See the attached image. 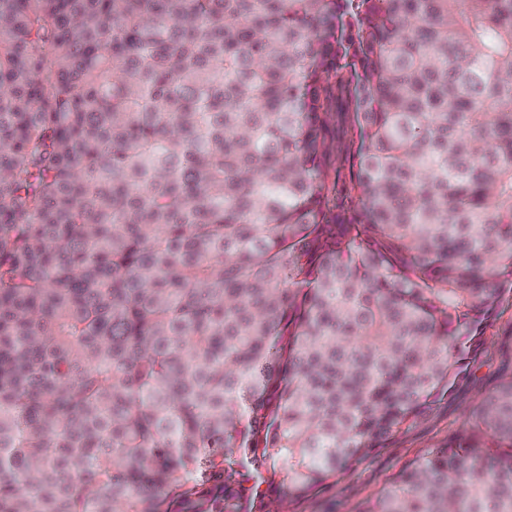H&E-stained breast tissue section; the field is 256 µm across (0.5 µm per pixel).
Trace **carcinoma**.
Returning <instances> with one entry per match:
<instances>
[{"label":"carcinoma","mask_w":512,"mask_h":512,"mask_svg":"<svg viewBox=\"0 0 512 512\" xmlns=\"http://www.w3.org/2000/svg\"><path fill=\"white\" fill-rule=\"evenodd\" d=\"M512 296V0H0V512H285ZM360 512H512V372Z\"/></svg>","instance_id":"carcinoma-1"}]
</instances>
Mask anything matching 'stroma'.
Returning a JSON list of instances; mask_svg holds the SVG:
<instances>
[{
  "mask_svg": "<svg viewBox=\"0 0 512 512\" xmlns=\"http://www.w3.org/2000/svg\"><path fill=\"white\" fill-rule=\"evenodd\" d=\"M510 334L512 304L507 302L485 332L488 345L482 359L472 366V380L467 387L457 391L450 402L431 411L422 425L409 431L394 447L372 454L325 492L292 503L289 512H358L361 503L380 495L408 462L444 446L449 436L463 429L469 411L490 392L502 374L504 367L493 341Z\"/></svg>",
  "mask_w": 512,
  "mask_h": 512,
  "instance_id": "obj_1",
  "label": "stroma"
}]
</instances>
